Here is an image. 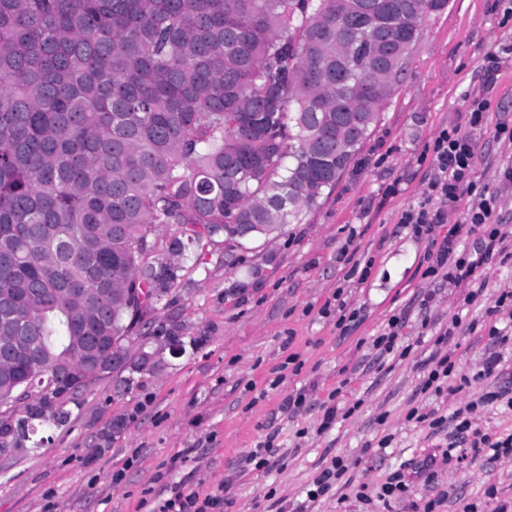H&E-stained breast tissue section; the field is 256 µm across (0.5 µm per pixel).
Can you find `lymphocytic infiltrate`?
<instances>
[{"label": "lymphocytic infiltrate", "mask_w": 512, "mask_h": 512, "mask_svg": "<svg viewBox=\"0 0 512 512\" xmlns=\"http://www.w3.org/2000/svg\"><path fill=\"white\" fill-rule=\"evenodd\" d=\"M486 108L484 98L473 97L467 127L440 130L433 142V175L417 205L409 207L400 217L402 227L428 240L424 278L434 283L467 286L463 299L467 306L483 294L486 265L496 257L512 258V225L496 221L495 198L478 195L454 225L449 224L444 207L445 202L459 200L463 192L474 186L477 142L473 129L481 125ZM470 235L476 236L479 242L478 249L472 252L460 246L461 239ZM453 418L456 436L448 444L445 461L457 456L474 462L487 456L496 459L512 456V434L502 437L485 433L460 409L454 412ZM463 442L468 443V450L458 451V444Z\"/></svg>", "instance_id": "1"}]
</instances>
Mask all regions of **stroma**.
Returning a JSON list of instances; mask_svg holds the SVG:
<instances>
[{
	"label": "stroma",
	"mask_w": 512,
	"mask_h": 512,
	"mask_svg": "<svg viewBox=\"0 0 512 512\" xmlns=\"http://www.w3.org/2000/svg\"><path fill=\"white\" fill-rule=\"evenodd\" d=\"M510 6L448 0L428 16L379 124L336 187L301 223L257 240L246 255L259 267L257 278L225 270L220 237L198 260H186L177 288L154 314L175 329L181 354L163 352L159 367L135 374L131 389L101 381L70 404L67 422L46 423L38 442L0 453V512H159L174 485L223 497V512H367L358 485L379 487L429 455L438 459L433 487L415 486L409 501L376 512L430 501L434 512H466L471 504L493 512L497 501L511 499L512 457L455 466L440 456L457 401L489 392L512 397V342L500 349L497 376L476 377L489 329L512 322V312H487L498 289H512V259L492 260L481 302L467 307L464 289L423 279L428 242L399 224L433 173L435 137L466 125L470 100L482 93L489 106L475 133L474 189L495 195L497 220L512 225V184L501 180L512 167V143L495 136L499 123L512 125ZM491 55L501 67L490 81ZM242 280L246 288L232 291ZM430 290L436 298L426 309L421 300ZM342 303L360 314L345 333L336 326ZM399 312L406 316L401 341L411 351L377 359L372 340ZM457 313L464 325L447 383L459 392H422L434 330ZM463 374L473 378L465 388ZM337 388L356 411L326 429L323 404ZM301 391L303 408L281 412L282 401ZM413 410L443 422L409 421ZM270 434V466L248 467L245 455ZM339 457L351 465V483L309 500L308 490Z\"/></svg>",
	"instance_id": "1"
}]
</instances>
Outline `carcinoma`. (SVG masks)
<instances>
[{"mask_svg": "<svg viewBox=\"0 0 512 512\" xmlns=\"http://www.w3.org/2000/svg\"><path fill=\"white\" fill-rule=\"evenodd\" d=\"M448 0H0V295L39 344L12 361L0 439L115 376L67 390L41 353L77 365L130 351L204 240L236 270L301 223L380 121L420 34ZM173 227L158 254L153 238ZM25 288H121L89 316ZM36 404H25L28 398Z\"/></svg>", "mask_w": 512, "mask_h": 512, "instance_id": "cac0c4a2", "label": "carcinoma"}]
</instances>
